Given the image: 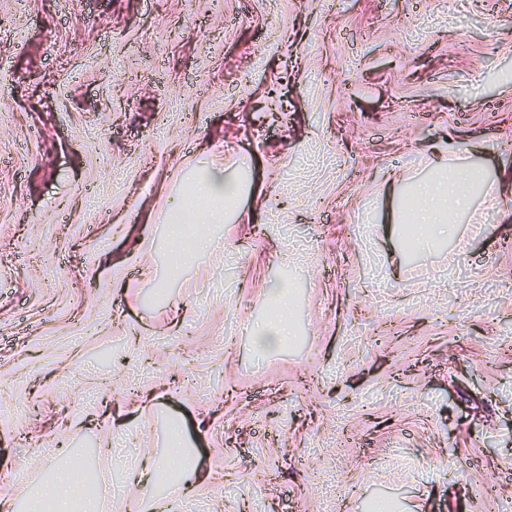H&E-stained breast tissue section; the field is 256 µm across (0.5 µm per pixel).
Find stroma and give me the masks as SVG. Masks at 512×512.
I'll return each mask as SVG.
<instances>
[{"label":"stroma","instance_id":"stroma-1","mask_svg":"<svg viewBox=\"0 0 512 512\" xmlns=\"http://www.w3.org/2000/svg\"><path fill=\"white\" fill-rule=\"evenodd\" d=\"M210 147L251 190L174 270ZM442 147L485 183L416 250ZM175 428L177 507L512 512V0H0V491L145 512L109 449ZM276 302L281 310L280 318L272 323L260 327L256 335L257 345L262 349H271L276 347L280 341L290 335L288 320L284 318L288 316V293L285 289H273ZM74 460L68 471L56 472L49 483L51 498L46 503L41 494H34L23 502L22 505L16 506L11 502V508L14 511L21 512H42L45 506H49L54 512H71L76 502H81L84 512H98L99 499L97 495H87L86 493L80 498H76L74 494V483L80 473V468Z\"/></svg>","mask_w":512,"mask_h":512}]
</instances>
